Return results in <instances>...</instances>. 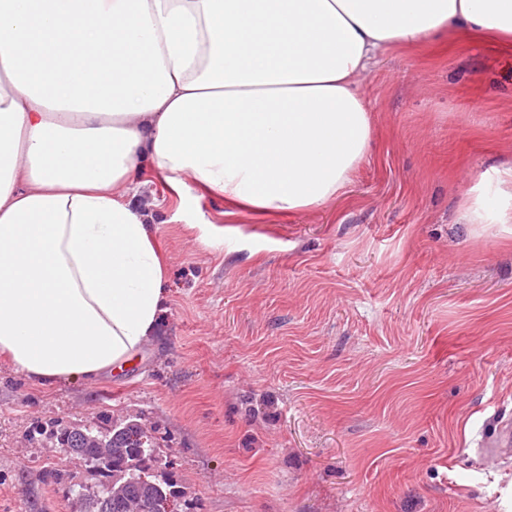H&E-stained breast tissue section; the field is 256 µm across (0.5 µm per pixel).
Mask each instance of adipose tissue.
<instances>
[{
	"label": "adipose tissue",
	"instance_id": "obj_1",
	"mask_svg": "<svg viewBox=\"0 0 512 512\" xmlns=\"http://www.w3.org/2000/svg\"><path fill=\"white\" fill-rule=\"evenodd\" d=\"M512 53V0H0V354L93 381L167 294L138 171L266 215L319 208L375 136L359 83L389 49ZM472 224H512V168Z\"/></svg>",
	"mask_w": 512,
	"mask_h": 512
}]
</instances>
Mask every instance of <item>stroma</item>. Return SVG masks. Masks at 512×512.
<instances>
[{
  "instance_id": "1",
  "label": "stroma",
  "mask_w": 512,
  "mask_h": 512,
  "mask_svg": "<svg viewBox=\"0 0 512 512\" xmlns=\"http://www.w3.org/2000/svg\"><path fill=\"white\" fill-rule=\"evenodd\" d=\"M376 136L336 200L262 217L141 174L168 302L132 372L42 388L0 356V512H72L26 434L141 419L194 512H512V224H471L512 167V57L386 52ZM492 193L500 204L493 211L482 207L483 198ZM464 217L471 224H512V168L497 169L494 184L482 174L464 201ZM512 447V418H501L489 434L483 433L477 441L476 452L486 460H495L501 457Z\"/></svg>"
}]
</instances>
